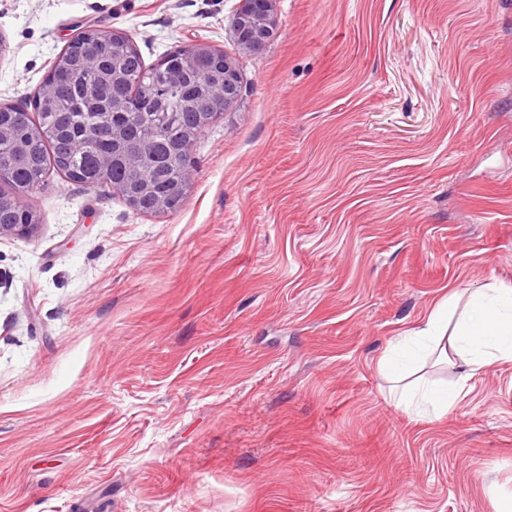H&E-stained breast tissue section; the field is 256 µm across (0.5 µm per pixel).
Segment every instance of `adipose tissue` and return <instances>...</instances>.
I'll use <instances>...</instances> for the list:
<instances>
[{
  "label": "adipose tissue",
  "instance_id": "1",
  "mask_svg": "<svg viewBox=\"0 0 512 512\" xmlns=\"http://www.w3.org/2000/svg\"><path fill=\"white\" fill-rule=\"evenodd\" d=\"M455 304L448 298L435 305L423 327L400 343L406 363L395 368L391 357H382L381 372L392 382L390 391L397 407L415 416L440 417L447 413L456 398L452 388H432L415 380L420 365L431 357L447 359L448 343L443 326ZM461 347L468 349L466 360L470 370L482 369L499 360L512 361V288L489 287L473 295L458 320L454 336Z\"/></svg>",
  "mask_w": 512,
  "mask_h": 512
}]
</instances>
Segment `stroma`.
I'll return each instance as SVG.
<instances>
[{
  "label": "stroma",
  "instance_id": "35a3bbf8",
  "mask_svg": "<svg viewBox=\"0 0 512 512\" xmlns=\"http://www.w3.org/2000/svg\"><path fill=\"white\" fill-rule=\"evenodd\" d=\"M0 0V106L76 28L234 56L181 210L49 173L0 237V512H512V361L438 419L378 363L512 286V0ZM233 34L243 48L254 50L267 44L275 31V0H240Z\"/></svg>",
  "mask_w": 512,
  "mask_h": 512
}]
</instances>
